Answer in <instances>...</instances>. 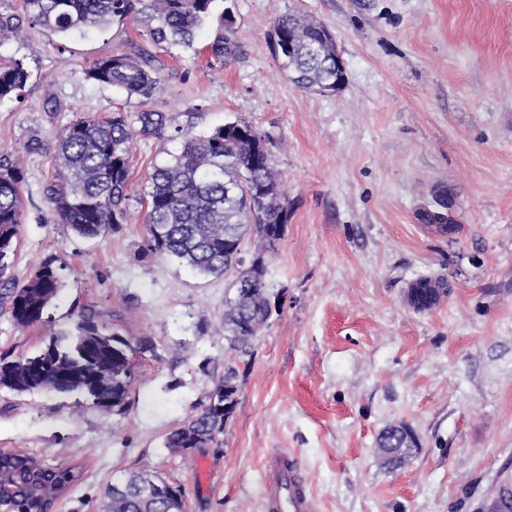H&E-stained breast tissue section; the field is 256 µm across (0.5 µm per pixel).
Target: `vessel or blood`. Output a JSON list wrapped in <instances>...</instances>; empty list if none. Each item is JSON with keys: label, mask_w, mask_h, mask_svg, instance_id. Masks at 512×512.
I'll list each match as a JSON object with an SVG mask.
<instances>
[{"label": "vessel or blood", "mask_w": 512, "mask_h": 512, "mask_svg": "<svg viewBox=\"0 0 512 512\" xmlns=\"http://www.w3.org/2000/svg\"><path fill=\"white\" fill-rule=\"evenodd\" d=\"M265 512H321L307 488L293 453L271 451L264 462Z\"/></svg>", "instance_id": "b4317fda"}]
</instances>
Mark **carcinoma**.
Segmentation results:
<instances>
[{"instance_id": "cac0c4a2", "label": "carcinoma", "mask_w": 512, "mask_h": 512, "mask_svg": "<svg viewBox=\"0 0 512 512\" xmlns=\"http://www.w3.org/2000/svg\"><path fill=\"white\" fill-rule=\"evenodd\" d=\"M218 0H23V9L35 23L58 33H81L142 14L152 23L156 44L190 48L197 30L213 16L225 27L232 21L216 13ZM296 19L288 14L275 23L283 39L293 38L291 53L275 52L281 71L300 88L336 91V66L314 60L333 57L336 44L321 25H309L294 36ZM236 45L219 33L208 46L211 59L224 62ZM161 65L144 49L132 45L97 59L87 79L135 98L141 107L134 128L117 111L109 117L78 116L56 140V167L46 184V197L58 223L83 238H96L127 223L128 189L134 143L139 136H161L167 120L150 108L161 91ZM30 78L21 59L0 62V99L20 95ZM242 122H228L203 135L181 129L178 153L148 174L142 199L147 226L146 252L173 259L202 275L236 270L243 284L237 298L225 300L224 341L233 356L224 361V376L207 401L196 405L181 425L170 431L164 447L205 448L224 434L226 422L239 403L240 365H249L256 341L272 316L264 277L266 254L283 238L289 218L288 194L270 156L240 143ZM25 172L20 156L0 157V305L9 307L13 322L22 328L48 322L47 310L62 287L57 259L49 257L18 287L8 276L15 255L24 210ZM420 221L441 235L453 223L450 215L424 212ZM251 239V258L243 256L245 238ZM438 294L430 279L422 278L409 291V304L431 308ZM142 339L133 344L117 338L95 316L82 314L75 331H51L35 354L0 356V389L18 394L77 393L92 408L120 413L132 379L124 373V351H151ZM156 473L132 471L108 488L101 512H183L184 495L174 486L169 494L150 491ZM82 481L78 466L48 467L34 456L0 450V506L6 512H44L65 491Z\"/></svg>"}]
</instances>
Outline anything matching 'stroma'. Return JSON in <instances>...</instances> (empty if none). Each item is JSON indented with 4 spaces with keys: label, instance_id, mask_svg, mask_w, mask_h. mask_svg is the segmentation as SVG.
Instances as JSON below:
<instances>
[{
    "label": "stroma",
    "instance_id": "1",
    "mask_svg": "<svg viewBox=\"0 0 512 512\" xmlns=\"http://www.w3.org/2000/svg\"><path fill=\"white\" fill-rule=\"evenodd\" d=\"M23 0L0 59H25L22 94L0 100V155L31 135L24 214L9 270L18 283L49 256L63 286L52 326H16L0 309V354L31 355L49 328L92 310L137 355L125 410L103 413L77 394L0 391V449L79 465L84 481L56 512H99L113 477L141 468L181 486L184 512H263L268 451L297 454L321 512H500L512 503V0H224L235 55H208L218 23L193 48L155 44L127 19L81 35L31 24ZM286 14L313 18L346 64L335 93L298 88L279 71L272 40ZM139 45L164 64L152 101L169 129L201 134L233 121L262 134L290 216L265 257L276 309L239 405L216 444L190 457L166 435L224 374V301L233 273L201 276L146 253L144 208L153 164L176 151L140 137L129 220L85 239L58 223L44 187L60 128L137 101L87 81L100 57ZM453 188L447 237L419 212ZM450 279L449 295L415 311L407 290ZM408 426L417 446L398 467L377 459L380 432Z\"/></svg>",
    "mask_w": 512,
    "mask_h": 512
}]
</instances>
